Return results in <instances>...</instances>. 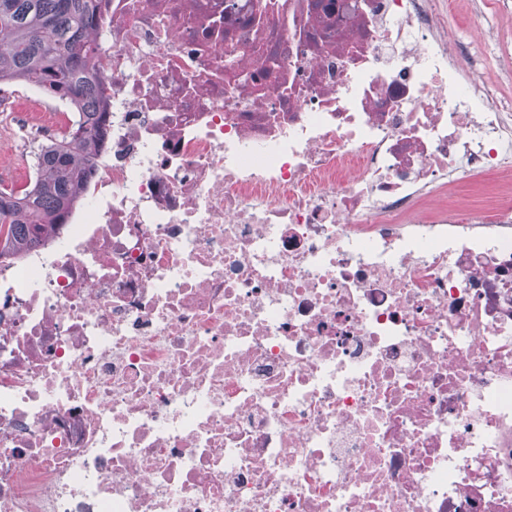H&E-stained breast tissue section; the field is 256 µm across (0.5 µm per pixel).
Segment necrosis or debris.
Wrapping results in <instances>:
<instances>
[{
	"instance_id": "necrosis-or-debris-1",
	"label": "necrosis or debris",
	"mask_w": 512,
	"mask_h": 512,
	"mask_svg": "<svg viewBox=\"0 0 512 512\" xmlns=\"http://www.w3.org/2000/svg\"><path fill=\"white\" fill-rule=\"evenodd\" d=\"M106 135L0 255V512H512V113L439 0H96ZM465 183L467 186L464 187L465 192L452 195L456 203L463 205H475L498 189L496 182L491 184L488 177L466 178Z\"/></svg>"
}]
</instances>
